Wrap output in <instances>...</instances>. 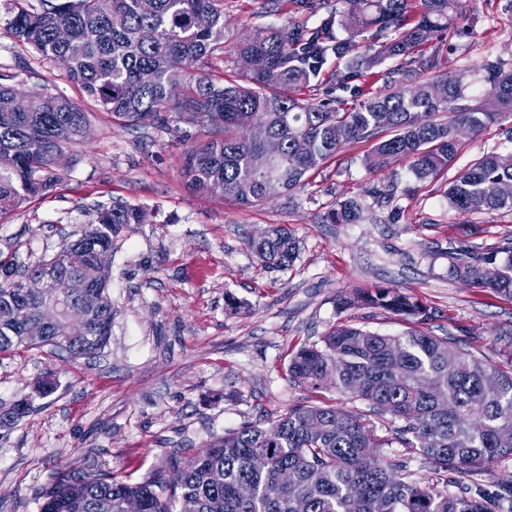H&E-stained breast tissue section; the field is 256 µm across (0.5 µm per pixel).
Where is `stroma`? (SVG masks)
Segmentation results:
<instances>
[{
    "label": "stroma",
    "instance_id": "35a3bbf8",
    "mask_svg": "<svg viewBox=\"0 0 512 512\" xmlns=\"http://www.w3.org/2000/svg\"><path fill=\"white\" fill-rule=\"evenodd\" d=\"M8 5L0 0V84L71 99L89 112L92 135L72 149L50 192L0 216V262L52 257L95 220L100 205L127 203L146 220L112 241V336L99 357L74 360L42 348L0 359V402L31 393L46 375L56 384L0 438V512H38V491L69 461L141 483L168 473L171 463L189 465L207 440L276 420L296 405L324 402L368 414L365 402L339 389L315 394L288 378L292 352L320 342L337 324L406 331L390 311L360 302L340 307L341 298L358 292L389 288L410 296L432 312L430 334L494 364L512 360V300L452 273L459 248L483 252L512 242V212L460 213L445 198L455 173L505 142L512 118L461 137L452 169L424 181L403 162L367 167V140L346 145L303 188L244 207L184 176V152L208 140L205 130L151 119L121 127L61 66L9 33L2 22ZM256 8L255 0H224L230 36L293 19L312 25L349 3L317 0L312 14L275 8L260 15ZM429 51L436 65L415 81L461 74L469 89L480 87L487 52L512 61V0H461L450 33ZM389 88L375 75L347 85L326 80L304 95L350 109ZM351 198L363 202L360 219L324 223ZM273 224L287 225L298 243L286 270L265 268L247 247ZM370 422L393 441L398 421ZM381 454L406 478L438 477L430 459L394 441Z\"/></svg>",
    "mask_w": 512,
    "mask_h": 512
}]
</instances>
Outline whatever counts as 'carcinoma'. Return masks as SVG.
<instances>
[{
  "label": "carcinoma",
  "mask_w": 512,
  "mask_h": 512,
  "mask_svg": "<svg viewBox=\"0 0 512 512\" xmlns=\"http://www.w3.org/2000/svg\"><path fill=\"white\" fill-rule=\"evenodd\" d=\"M342 16L329 14L313 28L303 23L252 29V40L235 42L236 56L253 66L234 82L196 76L193 65L224 51V0H15L6 26L38 56L66 61L64 76L123 126L137 127L150 113L162 123L187 120L210 139L185 152L184 171L202 190L245 207L305 184L348 143L373 138L367 165L400 161L418 180L453 165L458 130L478 134L497 119L512 117V68L499 58L483 64V89L465 93L456 76L412 83L376 94L350 110L329 108L300 97L323 77L328 59L345 61L332 74L347 85L387 60L419 56L434 38L450 31L457 0H350ZM350 38L338 40L336 25ZM375 29L379 45L350 55L351 39ZM183 95L170 111L171 93ZM21 112H0V215L52 189L59 179L54 158L82 141L89 113L67 98L34 89ZM448 115L445 121L433 116ZM261 123L266 137L243 133L242 121ZM389 138L378 137L384 129ZM512 148L491 149L449 183L448 205L461 213L512 211ZM361 203L349 199L328 212L326 222L350 224ZM143 211L117 203L97 209L94 222L63 242L48 260L24 266L0 281V356L30 347L25 328L40 319L42 299L26 280L50 274L57 294L55 319L43 326L42 345L70 358L102 352L112 330L110 266L94 258L124 226L143 221ZM249 248L264 266L286 270L298 247L288 229L270 226ZM86 255L82 267L60 265V253ZM456 252L453 272L478 287L512 300V247ZM372 306L411 322L430 317L420 302L389 288L361 296ZM87 309L84 336L70 335L68 310ZM289 378L314 391L334 385L367 402L373 412L403 422L397 440L431 459L436 470L465 475L512 457V368H500L448 338L414 329L391 336L352 325L327 333L321 345L301 347L288 364ZM45 378L33 393L0 404V431L10 432L34 409V400L54 393ZM357 413L331 405H297L268 423L246 424L205 443L194 463L176 467L159 482L130 483L77 463L57 470L39 494V512H124L128 501L141 512H512V482L492 495L448 490V482L421 484L397 475L398 465L381 458L384 447Z\"/></svg>",
  "instance_id": "cac0c4a2"
}]
</instances>
